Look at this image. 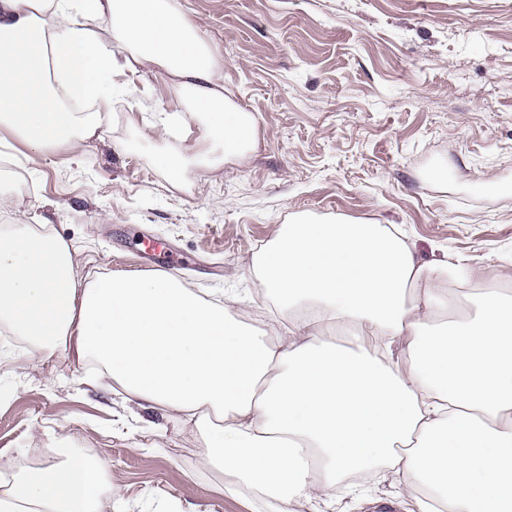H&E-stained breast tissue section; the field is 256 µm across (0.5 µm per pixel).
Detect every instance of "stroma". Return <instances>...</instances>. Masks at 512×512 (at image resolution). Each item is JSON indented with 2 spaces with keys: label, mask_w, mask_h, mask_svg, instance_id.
<instances>
[{
  "label": "stroma",
  "mask_w": 512,
  "mask_h": 512,
  "mask_svg": "<svg viewBox=\"0 0 512 512\" xmlns=\"http://www.w3.org/2000/svg\"><path fill=\"white\" fill-rule=\"evenodd\" d=\"M224 63V95L251 113L241 157L191 165L173 184L159 149L205 153L198 127L160 140L143 113L171 108L164 71L125 70L98 138L29 156L0 146V214L71 244L91 280L148 266L136 235L165 239L185 261L173 277L253 326L287 323L246 267L282 224L377 221L417 259L467 257L512 289V0H182ZM194 422L91 380L76 357L49 353L0 324V450L15 469L62 448L102 462L112 492L99 512H381L390 482L365 474L317 503L229 493L207 468Z\"/></svg>",
  "instance_id": "1"
}]
</instances>
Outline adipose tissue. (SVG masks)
<instances>
[{
    "mask_svg": "<svg viewBox=\"0 0 512 512\" xmlns=\"http://www.w3.org/2000/svg\"><path fill=\"white\" fill-rule=\"evenodd\" d=\"M163 68L176 104L146 119L167 138L197 124L243 155L253 116L181 0H0V134L42 155L94 137L114 75ZM77 253L18 225L0 234V322L76 354L135 398L198 417L205 463L233 490L328 496L385 463L412 512H512V291L465 257L420 263L374 221L283 225L249 268L288 330L227 316L161 273L78 279ZM102 462L64 455L14 472L0 451V512H97Z\"/></svg>",
    "mask_w": 512,
    "mask_h": 512,
    "instance_id": "adipose-tissue-1",
    "label": "adipose tissue"
}]
</instances>
